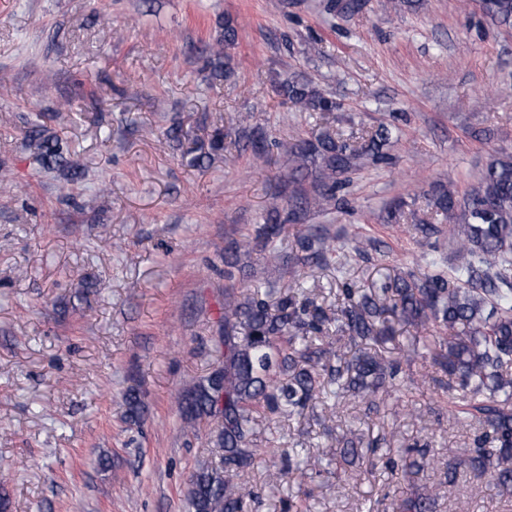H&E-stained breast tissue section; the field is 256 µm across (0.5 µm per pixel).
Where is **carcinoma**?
I'll list each match as a JSON object with an SVG mask.
<instances>
[{"label":"carcinoma","instance_id":"cac0c4a2","mask_svg":"<svg viewBox=\"0 0 512 512\" xmlns=\"http://www.w3.org/2000/svg\"><path fill=\"white\" fill-rule=\"evenodd\" d=\"M482 12L502 23L512 22V0H480ZM238 41L237 23L224 19L215 42L205 47V60L215 78L235 73L231 50ZM279 94L303 112L332 113L341 104L323 95L309 80L283 83ZM45 116L37 113L25 130L33 159L47 170L67 169L71 179L81 173L65 156L64 145L50 134ZM238 138L263 154L265 133L237 120ZM391 130L381 124L359 146L329 128L310 138L282 139L276 148L288 156L280 180L288 193L270 197L263 223L253 238L233 239L224 247V336L220 359L211 372L175 397L184 422L211 419L210 440L219 461L203 464L193 474L187 495L188 512H246L253 490L241 481L261 456L252 447L259 418L293 416L325 398L351 393L373 406L380 393L403 385V366L425 355L413 349L399 358L370 354L360 345L389 333L384 315L414 326L424 337L432 363L457 379L470 400L465 415L480 414L467 464L505 491L512 490V153L489 155L481 180L461 198L453 186L433 188L428 207L448 221V241L454 263L443 270L438 250L420 257L427 273L399 274L384 282L380 292L357 295L344 288L347 299L336 317L300 303L266 281L254 283L250 265L241 262L256 250L265 264L279 269L303 268L310 277L335 251L324 229L310 225L297 236V251L285 255L275 242L288 226L303 224L312 213L324 212L335 200L336 186L367 162L388 160L385 147ZM334 324L348 336L352 355L335 343H316L325 325ZM127 415L139 418L144 402L138 389L125 392ZM301 475L318 461L288 449ZM442 487L418 499H406L400 512H429Z\"/></svg>","mask_w":512,"mask_h":512}]
</instances>
